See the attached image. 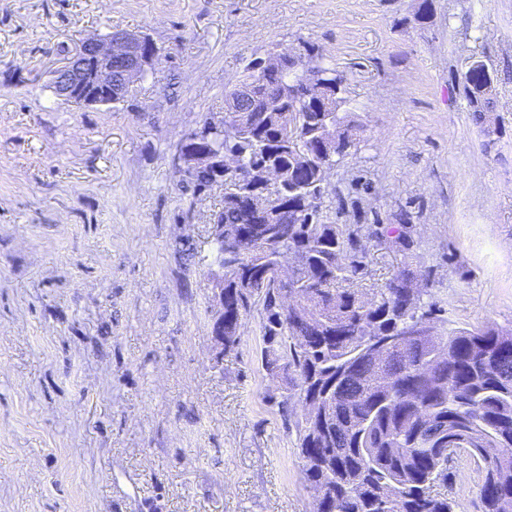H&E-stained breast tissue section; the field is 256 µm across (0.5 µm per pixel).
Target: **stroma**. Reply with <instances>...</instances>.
<instances>
[{"instance_id":"1","label":"stroma","mask_w":512,"mask_h":512,"mask_svg":"<svg viewBox=\"0 0 512 512\" xmlns=\"http://www.w3.org/2000/svg\"><path fill=\"white\" fill-rule=\"evenodd\" d=\"M115 30L153 41L154 73L110 107L59 100L65 52ZM309 44L345 76L359 135L324 215L409 211L439 334L512 330V0H0V512H312L258 313L212 366L223 191L191 199L172 167L251 60ZM475 60L495 86L480 116L461 83ZM453 472L477 512L480 471Z\"/></svg>"}]
</instances>
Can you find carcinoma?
Wrapping results in <instances>:
<instances>
[{
  "label": "carcinoma",
  "instance_id": "obj_1",
  "mask_svg": "<svg viewBox=\"0 0 512 512\" xmlns=\"http://www.w3.org/2000/svg\"><path fill=\"white\" fill-rule=\"evenodd\" d=\"M305 67L266 74L251 108L249 138L239 140L226 119L203 120L195 135L213 138L218 148L238 158V168L223 177L204 172L185 181L193 195L224 185V202L212 211L211 224L229 234L238 224H257L267 241L264 265L224 277L226 306L244 316L256 310L262 324L261 366L269 372L288 365L277 405L293 424L303 459L307 489L326 512H386L385 490L400 496L396 512H455L445 493L451 488V463L465 454L477 464L483 481L495 480L500 496L480 498V512H512V330L493 327L460 329L446 337V348L434 358L431 342L421 340L372 356L373 348L399 336L425 314L443 309L424 301L411 287L435 280L432 266L417 265L414 225L402 213V224H327L321 204L327 189L314 184L295 195L307 222L285 213L281 224H266L248 206L253 195L281 198L285 186L263 182L265 165L286 168L309 149L321 129L313 78L320 76L342 107L343 77L308 48ZM293 96L284 107L298 122L294 139H279L276 116L262 110L261 98L284 88ZM388 245L399 256L385 286L362 287L370 274L366 242ZM299 265L302 287L315 290L312 313L293 319L281 305V288L268 272L285 260ZM310 397L323 412L296 417L294 402Z\"/></svg>",
  "mask_w": 512,
  "mask_h": 512
}]
</instances>
